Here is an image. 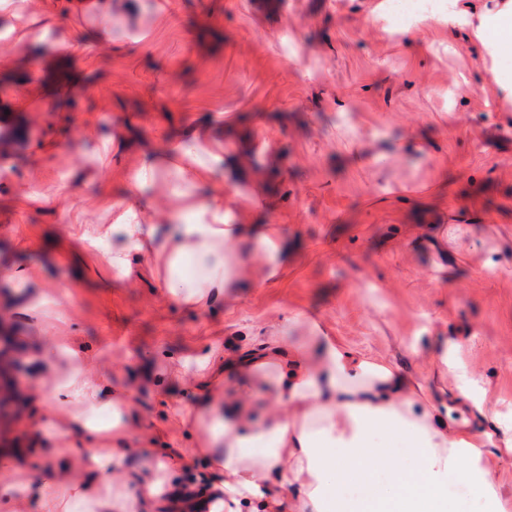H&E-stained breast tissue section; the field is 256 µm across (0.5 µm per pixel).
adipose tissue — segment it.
<instances>
[{"label": "adipose tissue", "instance_id": "ef3b65f1", "mask_svg": "<svg viewBox=\"0 0 512 512\" xmlns=\"http://www.w3.org/2000/svg\"><path fill=\"white\" fill-rule=\"evenodd\" d=\"M472 36L485 50L479 64L492 93L512 101V80L499 74L512 54V0H489ZM162 157L173 160L167 204L139 197L114 205L111 224L79 233L85 249L119 273L132 254H144L163 271L169 295L196 307L231 302L255 266L277 276L288 246L277 225L265 223L260 193L238 190L245 169L194 132L160 146L138 170V186L155 179ZM218 163L225 193L212 187ZM185 212L195 222L178 223ZM169 220L172 231L158 236ZM49 362V427L88 449L92 464L74 474L65 452L48 448L45 474L18 467L0 475L20 494L10 512H24L22 495L34 484L44 512H159L178 486L165 459L137 468L155 441L135 436L127 389L99 386L97 365L74 339L53 341ZM194 364L210 372L192 425L209 453L219 512H467L472 501L480 512H512L492 470L498 456L512 454V415L497 419L498 448L471 428L461 405L481 386L456 360L445 362L451 390L423 396L394 363L354 354L320 327L300 343L273 329L259 347Z\"/></svg>", "mask_w": 512, "mask_h": 512}]
</instances>
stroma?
Masks as SVG:
<instances>
[{
  "label": "stroma",
  "instance_id": "obj_1",
  "mask_svg": "<svg viewBox=\"0 0 512 512\" xmlns=\"http://www.w3.org/2000/svg\"><path fill=\"white\" fill-rule=\"evenodd\" d=\"M447 2L405 22L380 0H155L105 30L51 0L55 20L5 46L0 126L27 125L28 140L0 156V326L27 374L0 423V471L44 472V449L61 447L83 468L86 449L27 429L46 410L51 336L75 337L104 384L129 388L161 448L193 453L191 469L172 468L180 482L211 470L194 450L201 389L182 383L184 362L258 347L273 325L293 341L323 322L427 392L447 386L432 354L452 346L485 389L473 427L512 412V106L489 92L469 28L442 20ZM75 34L112 46L91 61L60 53ZM61 99L76 111H51ZM201 124L267 171L264 220L287 238L288 263L276 281L255 270L234 305L195 309L139 255L117 275L69 222L111 223L113 202L141 192L164 199L163 180L141 191L133 176ZM44 292L66 320L27 314Z\"/></svg>",
  "mask_w": 512,
  "mask_h": 512
}]
</instances>
